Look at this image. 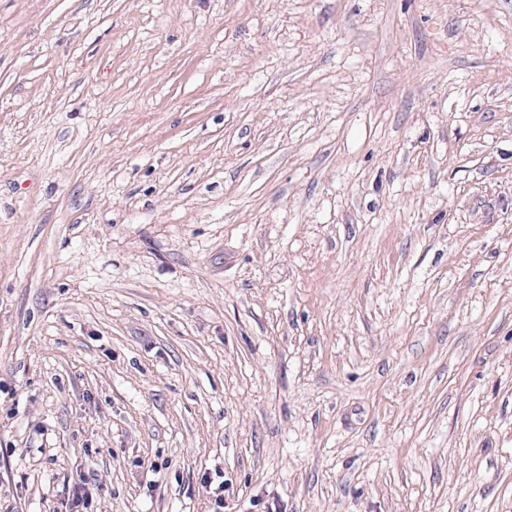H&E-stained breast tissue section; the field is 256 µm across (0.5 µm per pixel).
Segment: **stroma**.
<instances>
[{
  "label": "stroma",
  "instance_id": "stroma-1",
  "mask_svg": "<svg viewBox=\"0 0 512 512\" xmlns=\"http://www.w3.org/2000/svg\"><path fill=\"white\" fill-rule=\"evenodd\" d=\"M512 512V0H0V512Z\"/></svg>",
  "mask_w": 512,
  "mask_h": 512
}]
</instances>
